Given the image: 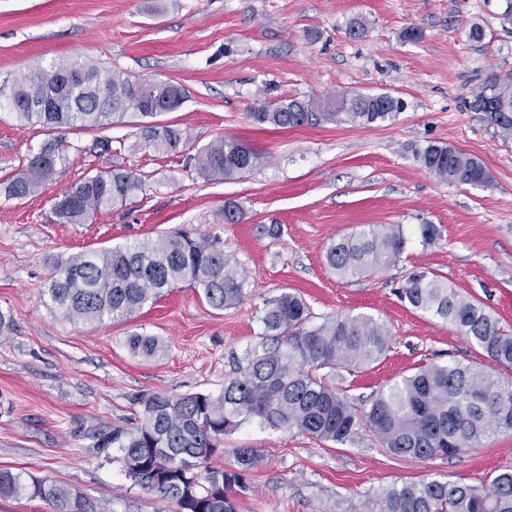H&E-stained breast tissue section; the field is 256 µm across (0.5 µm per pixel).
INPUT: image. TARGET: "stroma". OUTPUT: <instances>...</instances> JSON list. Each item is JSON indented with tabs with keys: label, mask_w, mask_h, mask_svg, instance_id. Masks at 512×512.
<instances>
[{
	"label": "stroma",
	"mask_w": 512,
	"mask_h": 512,
	"mask_svg": "<svg viewBox=\"0 0 512 512\" xmlns=\"http://www.w3.org/2000/svg\"><path fill=\"white\" fill-rule=\"evenodd\" d=\"M505 10L506 0H0V85L78 58L188 93L181 109L151 121L182 133L163 154L136 118L51 129L0 111V188L43 145L68 146L37 193L10 199L0 191V311L14 320L0 341V469L78 488L107 512H176L172 500L134 485L95 437L131 424L138 394L220 392L255 343L266 301L285 291L305 297L315 321L362 313L387 327L384 358L330 377L351 396L431 362L477 364L512 381V369L399 297L411 273L429 270L512 330V139L464 106L486 79L512 73ZM475 25L482 40L469 37ZM358 93H385L405 108L370 127L276 129L250 117L281 98L323 104ZM220 136L249 143L261 164L233 179L201 177L194 157ZM100 138L123 147L112 159L95 157L89 148ZM430 144L476 157L490 183L436 178L418 159ZM109 163L140 174L141 192L88 223H62L57 199ZM228 201L241 210L238 223L224 221ZM182 224L223 239L225 255L248 275L243 305L217 310L181 285L127 321L72 322L53 308L47 287L58 262ZM273 224L279 235L267 234ZM388 224L407 239L394 266L347 280L327 266L331 241ZM422 224L437 225L440 239L423 244ZM135 333L157 337L161 352L133 354ZM243 446L260 460L238 512H369L376 491L395 482L477 485L512 469V431L457 457L418 460L391 454L365 431L335 445L249 422L225 437L212 465L233 468Z\"/></svg>",
	"instance_id": "1"
}]
</instances>
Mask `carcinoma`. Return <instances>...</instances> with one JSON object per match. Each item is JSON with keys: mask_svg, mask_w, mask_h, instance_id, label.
<instances>
[{"mask_svg": "<svg viewBox=\"0 0 512 512\" xmlns=\"http://www.w3.org/2000/svg\"><path fill=\"white\" fill-rule=\"evenodd\" d=\"M66 72L83 74L78 110L33 112L24 105L29 91L53 88L58 106H68L72 91L57 85ZM178 96L188 98L177 83H141L104 74L78 59L33 71L9 89L0 88V98L17 119L51 128H95L130 113L152 118L147 108ZM467 107L485 113L489 124L512 136V77H490L473 92ZM402 110L403 102L390 95L355 94L334 109L312 100L280 99L252 112L251 118L277 129L321 122L368 127ZM180 140L168 127L151 138L162 153L175 149ZM60 160L58 144L44 145L4 193L11 198L31 195L53 177ZM194 160L200 176L227 179L256 167L262 155L243 141L224 137L201 149ZM419 160L443 181L475 187L490 182L479 160L449 146L429 145ZM140 190L142 180L136 173L112 165L72 184L56 201L55 212L68 224H84ZM405 247L402 227H372L332 241L325 259L343 278L375 275L395 264ZM246 283L245 273L224 255L220 237L182 227L124 247L80 252L56 266L47 292L64 318L102 323L127 321L157 300L163 289L180 284L202 290L215 309L235 308L246 299ZM399 295L413 308L455 326L498 365L512 369V331L501 328L478 301L428 271L410 275ZM260 322L257 341L219 393H142L136 398L141 409L137 423L96 436L95 447L116 450L134 484L173 500L177 512H237V497L250 490L247 473L258 462L257 452L237 449L232 470L213 467L209 459L224 436L251 420L341 445L364 430L394 455L415 459L455 457L486 437L512 431V382L504 385L477 365H423L366 400L336 390L328 382L332 372L370 365L389 349L388 331L370 316L336 315L314 323L306 300L285 291L266 303ZM128 345L144 356L161 350L154 336L134 334ZM0 497L41 498L53 512H98V504L76 489L26 479L9 469H0ZM373 512H512V469L478 485L394 483L378 493Z\"/></svg>", "mask_w": 512, "mask_h": 512, "instance_id": "1", "label": "carcinoma"}]
</instances>
